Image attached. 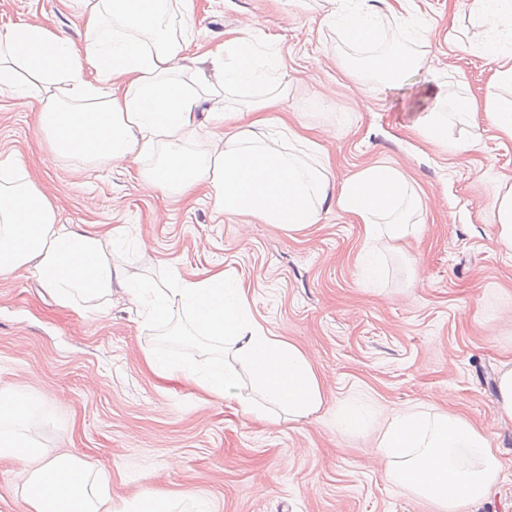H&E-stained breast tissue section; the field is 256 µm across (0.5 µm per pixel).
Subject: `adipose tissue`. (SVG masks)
Returning a JSON list of instances; mask_svg holds the SVG:
<instances>
[{"label":"adipose tissue","instance_id":"obj_1","mask_svg":"<svg viewBox=\"0 0 512 512\" xmlns=\"http://www.w3.org/2000/svg\"><path fill=\"white\" fill-rule=\"evenodd\" d=\"M86 34L76 52L61 32L17 24L0 31V88L36 100L38 128L53 157L101 164L137 162L158 155L141 171L147 193L183 195L199 184L210 189L219 215H253L297 233L336 203L363 225L366 241H399L415 234L414 188L386 161L367 165L334 186L317 144L289 126L274 129L264 115L276 96L229 112L224 94L261 81L253 61V33L224 41L223 53L190 52L193 0H81ZM326 15L352 48L372 44L382 12L397 13L407 0H329ZM488 33L480 46L495 62L496 79L512 86V0H473ZM426 94L433 106L421 119L423 137L455 152L452 120L475 125L484 114L512 139V98L488 96L483 106L449 99L436 82ZM221 128L217 146L190 150L200 115ZM113 233L60 223L51 199L14 156H0V277L33 270L63 307L82 308L121 292L147 319L167 324L187 317L195 330L223 343L220 356L197 368L173 355L148 353L159 376H180L214 399L236 397L239 366H246L267 406L243 401L245 413L273 420L275 409L305 419L323 406L320 378L295 344L268 333L252 316L236 282L216 271L200 279L174 275L170 287L152 286L112 261ZM39 398L0 390V459L21 468V493L31 512H172L170 499L153 494L113 505L110 476L84 459L47 454L31 436ZM375 454L388 479L439 512L480 507L502 471L487 435L463 417L413 407L394 413L378 437Z\"/></svg>","mask_w":512,"mask_h":512}]
</instances>
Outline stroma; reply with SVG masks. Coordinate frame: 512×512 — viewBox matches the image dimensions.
Here are the masks:
<instances>
[{
	"instance_id": "stroma-1",
	"label": "stroma",
	"mask_w": 512,
	"mask_h": 512,
	"mask_svg": "<svg viewBox=\"0 0 512 512\" xmlns=\"http://www.w3.org/2000/svg\"><path fill=\"white\" fill-rule=\"evenodd\" d=\"M408 9L434 34L412 48L421 67L388 84L356 77L337 57L324 0H194L202 49L231 30L258 34L264 71L288 84L271 119L317 143L334 184L379 159L414 184L422 231L397 245L374 241V281L363 227L338 207L289 233L252 216H216L203 187L145 194L139 176L152 160L52 158L36 104L0 91V154L22 161L61 223L120 229L115 262L151 281L223 271L245 288L253 317L303 349L321 380V411L260 423L239 400L150 370V351L199 363L220 354L219 343L189 335L188 320L149 324L117 293L104 308L73 310L31 272L0 278V389L39 397L33 436L48 454L107 471L114 501L156 493L182 497L183 512L193 495L214 512H437L390 481L372 453L390 415L425 403L461 414L501 449L500 482L477 512H512V421L499 415L495 392L498 369L512 360V257L497 242L494 210L498 187L512 185V140L483 120L462 132L469 145L456 153L419 133L432 80L479 103L497 88L471 0H410ZM20 22L85 46L76 0H0V27ZM348 405L363 413L362 429L338 428Z\"/></svg>"
}]
</instances>
